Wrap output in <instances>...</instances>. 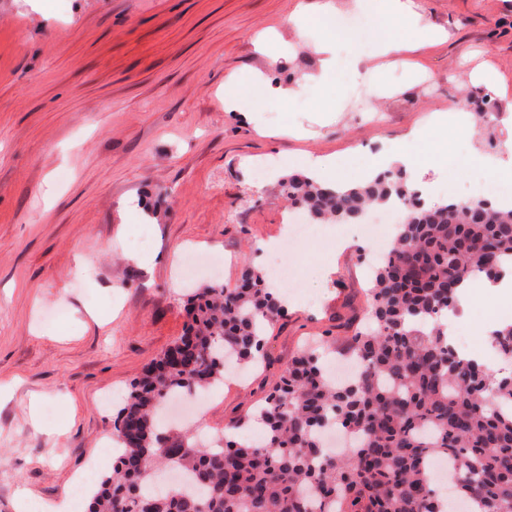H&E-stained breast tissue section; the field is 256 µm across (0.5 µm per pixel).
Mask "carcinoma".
<instances>
[{"instance_id":"1","label":"carcinoma","mask_w":512,"mask_h":512,"mask_svg":"<svg viewBox=\"0 0 512 512\" xmlns=\"http://www.w3.org/2000/svg\"><path fill=\"white\" fill-rule=\"evenodd\" d=\"M281 187L318 222L353 223L369 205L409 214L374 269L366 327L349 338L360 373L338 384L313 354L295 357L251 412L266 425L258 444L214 447L161 426L164 395L223 384L224 364L257 360L285 316L267 273L245 263L240 283L189 295L186 332L131 386L116 416L121 452L88 512H442L435 456L450 460L457 496L512 512V373L462 357L441 327L464 286L512 264V209L488 199L422 205L400 171L345 188L294 173ZM492 345L512 363V324ZM332 426L355 439L352 452L323 450ZM171 467L193 484L147 492Z\"/></svg>"}]
</instances>
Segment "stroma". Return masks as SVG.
<instances>
[{"label": "stroma", "mask_w": 512, "mask_h": 512, "mask_svg": "<svg viewBox=\"0 0 512 512\" xmlns=\"http://www.w3.org/2000/svg\"><path fill=\"white\" fill-rule=\"evenodd\" d=\"M322 0H0V512L22 495L54 503L87 465L112 468V403L184 334L189 288L237 283L244 262L264 267V247L289 213L280 179L303 155L335 157L343 177L374 166L395 143L438 161V187L471 194L458 145L502 150L503 128L470 121L429 127L433 115L483 85L456 70L493 67L512 86V0H415L422 25L446 40L415 54L417 72L378 71L369 83H304L324 27ZM283 36L280 61L257 52L260 33ZM299 83L294 98L265 102L253 71ZM245 85L246 109L224 108ZM363 96L381 122L349 111ZM325 243L288 250L304 300L289 303L264 341L270 365L214 387L197 417L220 436L254 406L306 343L343 350L346 321L363 307L371 245L357 225L327 224ZM132 250L153 252L144 268ZM90 279L72 277L76 264ZM512 319L472 289L456 326L479 362L495 363L478 330Z\"/></svg>", "instance_id": "obj_1"}]
</instances>
